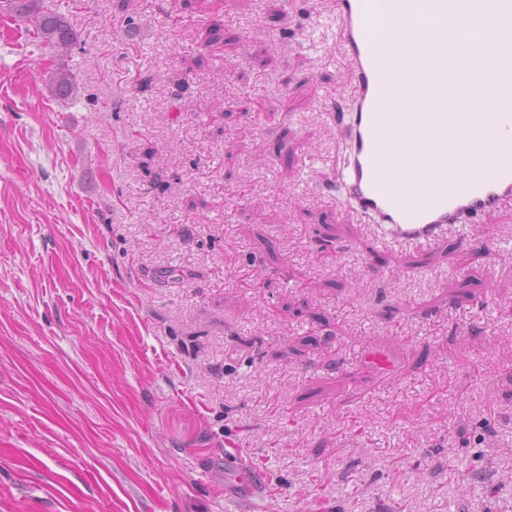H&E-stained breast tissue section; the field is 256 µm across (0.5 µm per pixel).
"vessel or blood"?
<instances>
[{
  "instance_id": "1",
  "label": "vessel or blood",
  "mask_w": 512,
  "mask_h": 512,
  "mask_svg": "<svg viewBox=\"0 0 512 512\" xmlns=\"http://www.w3.org/2000/svg\"><path fill=\"white\" fill-rule=\"evenodd\" d=\"M482 34L472 46L476 57H491L493 80L485 112L460 104L447 114L448 95H462L463 82L484 74L463 68L438 37L408 32L388 35L390 22L421 14L437 25L453 17L456 0H335L336 38L354 74V90L338 99L333 119L346 144L336 186L337 205L371 224L385 244L430 246L449 227L465 232L489 211L512 204V160L498 158L512 141V0H470ZM420 90L425 112L393 109L405 86ZM470 132L476 149L494 157L492 166L448 158L456 130ZM251 467L234 464L224 472L235 487L254 490Z\"/></svg>"
}]
</instances>
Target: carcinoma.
I'll use <instances>...</instances> for the list:
<instances>
[{
  "label": "carcinoma",
  "instance_id": "carcinoma-1",
  "mask_svg": "<svg viewBox=\"0 0 512 512\" xmlns=\"http://www.w3.org/2000/svg\"><path fill=\"white\" fill-rule=\"evenodd\" d=\"M10 7L31 26L39 44L57 52L59 58L78 44L79 33L59 11L56 0H10ZM44 83L50 95L60 101L76 96V75L64 64L49 69Z\"/></svg>",
  "mask_w": 512,
  "mask_h": 512
}]
</instances>
